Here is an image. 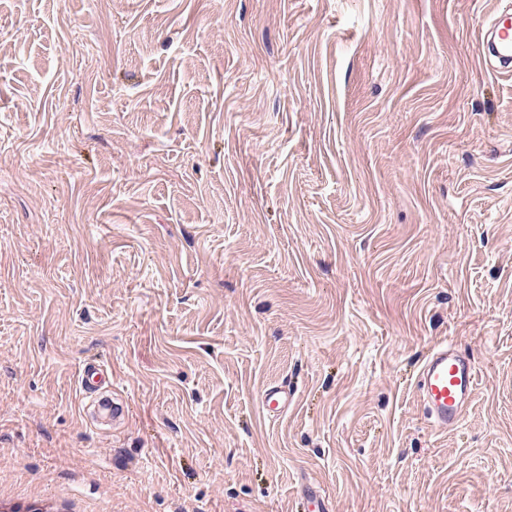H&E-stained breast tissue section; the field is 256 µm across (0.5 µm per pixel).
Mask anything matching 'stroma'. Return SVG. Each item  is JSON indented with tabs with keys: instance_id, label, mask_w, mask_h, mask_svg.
<instances>
[{
	"instance_id": "1",
	"label": "stroma",
	"mask_w": 512,
	"mask_h": 512,
	"mask_svg": "<svg viewBox=\"0 0 512 512\" xmlns=\"http://www.w3.org/2000/svg\"><path fill=\"white\" fill-rule=\"evenodd\" d=\"M495 0H0V490L89 512H512ZM457 340L458 430L412 375ZM112 365L128 418L80 410ZM288 380L272 420L258 404ZM78 386L84 400L94 394L108 393L109 396L98 401L99 408L112 420L125 421L127 406L112 391V368L107 362L96 358L86 361L78 375ZM294 392L288 384H271L265 388L260 397L262 411L269 418H278L285 413L293 399ZM297 494L300 495L303 501L305 511L331 512L329 499L319 487L301 480L297 486Z\"/></svg>"
}]
</instances>
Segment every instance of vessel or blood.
<instances>
[{
    "mask_svg": "<svg viewBox=\"0 0 512 512\" xmlns=\"http://www.w3.org/2000/svg\"><path fill=\"white\" fill-rule=\"evenodd\" d=\"M481 38L486 45L487 58L496 62L498 71L512 70V7H497ZM477 367L473 356L456 342L435 343L415 374V389L425 417L437 430L456 429L473 400L477 385ZM83 397L99 395V407L115 420L127 417V406L112 390V368L100 359L86 361L78 375ZM293 399L286 384L269 385L260 397L266 416L276 418L285 413ZM297 493L305 512H331L330 502L323 491L307 482H300Z\"/></svg>",
    "mask_w": 512,
    "mask_h": 512,
    "instance_id": "1",
    "label": "vessel or blood"
}]
</instances>
